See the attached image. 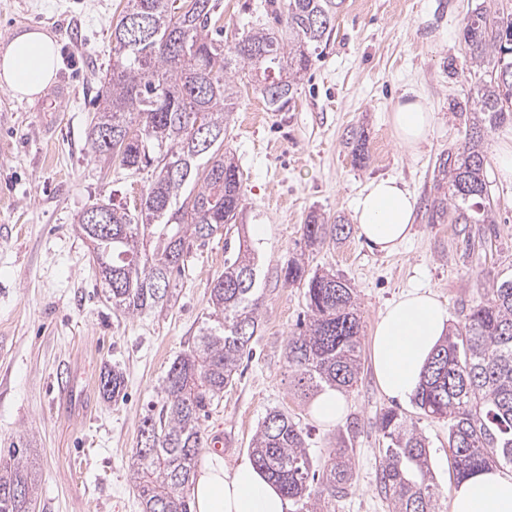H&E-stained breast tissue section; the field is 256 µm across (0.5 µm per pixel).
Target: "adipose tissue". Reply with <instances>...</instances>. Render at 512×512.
I'll return each instance as SVG.
<instances>
[{
    "instance_id": "obj_1",
    "label": "adipose tissue",
    "mask_w": 512,
    "mask_h": 512,
    "mask_svg": "<svg viewBox=\"0 0 512 512\" xmlns=\"http://www.w3.org/2000/svg\"><path fill=\"white\" fill-rule=\"evenodd\" d=\"M58 68L56 39L38 28L21 30L0 50V87L31 101L54 82ZM433 121V112L418 96L400 98L392 113L397 140L411 153L426 142ZM415 211L416 199L404 183L376 179L360 195L352 218L362 238L389 252L410 236ZM447 331L448 313L429 292L415 288L389 304L371 340L380 390L390 397L409 398ZM191 497L196 512H294L292 500L252 459L230 466L218 453L202 457ZM451 512H512V473L493 468L459 479Z\"/></svg>"
}]
</instances>
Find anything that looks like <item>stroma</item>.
<instances>
[{
  "label": "stroma",
  "mask_w": 512,
  "mask_h": 512,
  "mask_svg": "<svg viewBox=\"0 0 512 512\" xmlns=\"http://www.w3.org/2000/svg\"><path fill=\"white\" fill-rule=\"evenodd\" d=\"M494 0H345L335 30L301 82L294 105L270 111L243 87L224 138L244 189L243 225L258 257L263 290L252 353L203 420L204 433L224 432V460L236 463L267 411L288 412L309 433V453L352 449L350 494L319 512H388L376 488L383 440L374 427L384 407L398 405L429 441L431 466L450 512L456 482L448 422L424 416L411 400L379 389L371 363L345 398L341 421L315 419L311 400L288 387L285 349L306 310L303 288L285 285L281 269L304 254L311 269L346 279L371 336L385 307L403 291L430 290L449 324L479 296L490 274H512V183L490 167L494 238L483 225L432 224L424 210L440 153L460 146L459 113L476 82L462 29L477 5ZM120 0H0V45L21 28L42 27L60 46L56 83L35 101L0 88V446L28 443L35 475L32 512H142L133 476L139 426L162 401V381L189 349L209 313L210 285L224 270L236 231L194 246L163 312L113 310L95 274L78 220L104 199L132 205L151 180L104 169L87 141L93 103L112 62V25ZM424 98L433 128L419 152L397 142L391 112L402 94ZM368 132L365 165L344 145L348 130ZM402 179L418 203L410 239L394 253L373 249L359 234L305 250L310 211L351 219L372 179ZM125 379L117 399L99 390L104 367Z\"/></svg>",
  "instance_id": "1"
}]
</instances>
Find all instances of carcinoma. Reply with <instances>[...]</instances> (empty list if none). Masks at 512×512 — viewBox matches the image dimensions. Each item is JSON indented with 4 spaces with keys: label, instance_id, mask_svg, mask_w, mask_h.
Wrapping results in <instances>:
<instances>
[{
    "label": "carcinoma",
    "instance_id": "1",
    "mask_svg": "<svg viewBox=\"0 0 512 512\" xmlns=\"http://www.w3.org/2000/svg\"><path fill=\"white\" fill-rule=\"evenodd\" d=\"M124 0L112 26V66L102 105L90 122L96 158L133 174L154 168L134 212L95 202L100 231L80 221L92 246L93 264L112 308L140 315L170 306L171 281L186 258L237 224L243 211L241 175L224 151V133L237 105V76L254 83L274 112L290 109L313 56L330 40L344 0H264L278 27L254 25L229 49L219 24V0ZM148 18L150 34L129 31L130 19ZM466 55L480 73L469 111L460 113L464 143L439 156L428 221L492 224L488 133L512 121V10L477 8L463 28ZM361 126L346 134L354 160L368 159ZM351 228L340 216L329 221L311 211L303 225L310 245L341 242ZM256 257L238 242L224 272L210 288L211 312L197 341L167 371L162 404L146 415L148 452L136 448L134 481L143 512H191L195 462L205 447L200 418L219 403L257 335L262 295ZM283 281L303 286L307 319L288 340V385L307 398L327 388L348 391L362 369V321L348 282L330 272H311L297 258L282 267ZM124 376L112 368L100 376V392L116 398ZM419 411L449 422L448 451L456 475L480 468L512 467V278L492 277L480 299L435 348L413 394ZM376 429L385 442L377 477L389 512H440L442 494L431 472L428 442L397 406L380 412ZM26 444L0 451V512H31ZM254 464L308 512L316 501L349 495L354 477L347 448H333L316 465L307 434L288 416L267 412L250 446Z\"/></svg>",
    "mask_w": 512,
    "mask_h": 512
}]
</instances>
